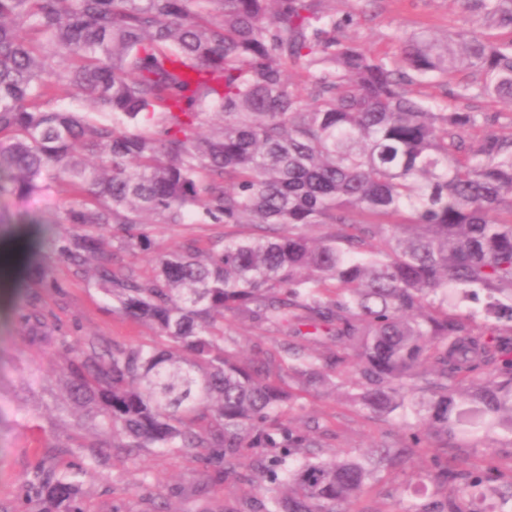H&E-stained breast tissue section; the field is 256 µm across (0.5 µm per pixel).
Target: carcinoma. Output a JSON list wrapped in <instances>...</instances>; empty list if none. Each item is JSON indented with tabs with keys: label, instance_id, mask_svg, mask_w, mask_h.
Wrapping results in <instances>:
<instances>
[{
	"label": "carcinoma",
	"instance_id": "cac0c4a2",
	"mask_svg": "<svg viewBox=\"0 0 512 512\" xmlns=\"http://www.w3.org/2000/svg\"><path fill=\"white\" fill-rule=\"evenodd\" d=\"M334 0H0V196L38 195L56 212L35 223L28 280L61 292L37 248L93 285L112 310L150 324V344L115 348L74 336L39 294L20 308L29 340L65 365L79 469L107 450L177 448L216 481L256 470L245 512H351L375 473L436 439L467 433L512 447V132L475 146L462 130L512 103V0H460L476 29L427 33L370 55L345 34ZM458 86L463 110L421 100L427 79ZM58 84L90 111L51 107ZM213 114L222 123L203 137ZM73 198L61 208L56 186ZM155 224H246L212 245L157 254L152 273L113 267L102 250L148 252ZM335 227L324 241L307 230ZM484 297V323L448 313V290ZM328 336L348 356L282 347L287 368L240 358L231 321ZM350 360L352 400L409 434L366 459L334 452L293 425L298 392L336 390ZM34 463L24 492L43 512H85L71 473ZM441 498L407 512H484L496 468L432 460Z\"/></svg>",
	"mask_w": 512,
	"mask_h": 512
}]
</instances>
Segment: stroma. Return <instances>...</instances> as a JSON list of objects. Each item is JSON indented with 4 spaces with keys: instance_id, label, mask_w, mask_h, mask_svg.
<instances>
[{
    "instance_id": "1",
    "label": "stroma",
    "mask_w": 512,
    "mask_h": 512,
    "mask_svg": "<svg viewBox=\"0 0 512 512\" xmlns=\"http://www.w3.org/2000/svg\"><path fill=\"white\" fill-rule=\"evenodd\" d=\"M337 17L356 13L357 22L347 28L373 55L392 54L401 39L420 31L439 38L452 30H468L473 16L460 0H335ZM38 197L18 200L0 198V254L11 256L18 242L17 231L27 229L29 221L42 214ZM235 224H181L151 227L153 252L135 256L119 254L117 262L146 274L154 252L180 250L194 245L206 251L211 242L243 233ZM45 262L62 286L63 295L51 294L45 301L77 334H96L111 339L114 346L148 344L153 329L142 322L111 312L109 300L87 280L73 276L66 263L53 254ZM26 282L22 262L0 264V506L14 512L26 505L28 512H40L36 499H25L22 485L29 478L35 454L46 440L65 444L77 433L70 425L58 424L52 431L39 430L35 415L54 416L53 407L40 404L27 392L32 368L42 370V385L48 394L62 397V363L45 349L30 345L18 319V310ZM232 336L245 357L269 365L280 360L281 336L248 323H230ZM298 416L315 427L325 450L336 448L358 456L368 448L393 443L386 425L341 396L314 391L301 393ZM91 437L92 429L79 431ZM484 439L470 436L459 443L457 462L466 469L495 465L502 479L512 478V454L498 449L489 454ZM438 443H431L402 463L384 469L372 481L368 491L353 505L352 512H405L416 492H431L429 463L438 455ZM87 512H156L166 506L168 512H224L225 505L249 500L257 493L255 484L228 479L208 483L203 468L192 458L168 451L151 450L139 457L113 451L99 474L76 473Z\"/></svg>"
}]
</instances>
